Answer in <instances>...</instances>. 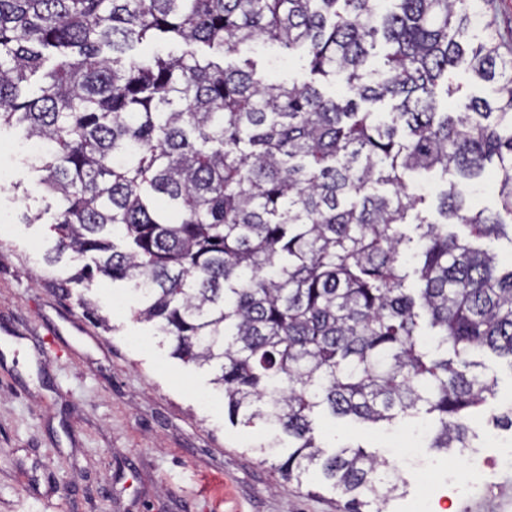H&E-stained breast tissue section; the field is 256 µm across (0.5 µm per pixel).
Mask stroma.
<instances>
[{"label": "stroma", "instance_id": "stroma-1", "mask_svg": "<svg viewBox=\"0 0 512 512\" xmlns=\"http://www.w3.org/2000/svg\"><path fill=\"white\" fill-rule=\"evenodd\" d=\"M242 57L276 81L310 79L305 59L275 44L242 47L229 61ZM15 140L0 133V512H342L343 498L316 473L287 483L263 464L266 429L228 423L211 372L172 358L169 343L135 320L125 287L99 280L90 290L105 326L60 294L69 267L41 260L55 236L51 215L21 221L14 185L34 175ZM491 427L486 413L471 422L468 458L402 449L404 495L367 512H412L420 498L428 512H452L448 479L460 472L463 512H512V470L489 463L512 430L483 441ZM317 430L331 445L393 443L390 432L345 421L321 419Z\"/></svg>", "mask_w": 512, "mask_h": 512}]
</instances>
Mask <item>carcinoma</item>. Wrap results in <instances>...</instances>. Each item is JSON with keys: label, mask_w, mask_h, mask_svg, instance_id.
Here are the masks:
<instances>
[{"label": "carcinoma", "mask_w": 512, "mask_h": 512, "mask_svg": "<svg viewBox=\"0 0 512 512\" xmlns=\"http://www.w3.org/2000/svg\"><path fill=\"white\" fill-rule=\"evenodd\" d=\"M481 17L480 0H0V131L46 143L27 166L55 200L44 263L79 264L62 291L130 284L171 355L215 369L229 422L288 438L282 479L318 473L344 512L402 485L359 443L326 452L315 411L425 415L430 447L462 450L497 386L473 357L512 370V264L475 244L512 245V57ZM265 40L311 80L214 61ZM460 64L494 101L440 108ZM489 166L494 211L472 204Z\"/></svg>", "instance_id": "cac0c4a2"}]
</instances>
